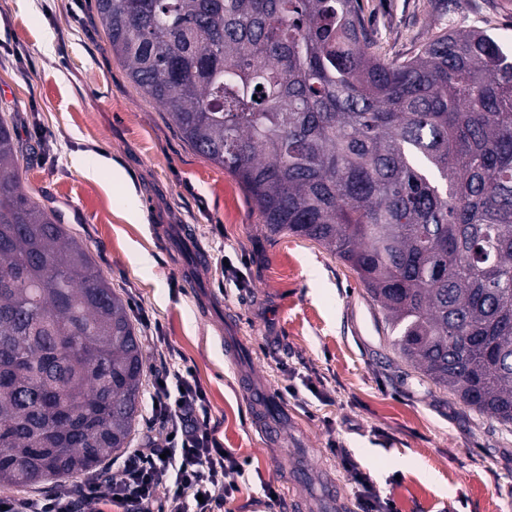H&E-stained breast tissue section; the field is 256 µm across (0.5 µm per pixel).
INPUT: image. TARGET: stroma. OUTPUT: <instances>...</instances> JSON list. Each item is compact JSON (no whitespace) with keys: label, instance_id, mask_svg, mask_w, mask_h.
Here are the masks:
<instances>
[{"label":"stroma","instance_id":"stroma-1","mask_svg":"<svg viewBox=\"0 0 512 512\" xmlns=\"http://www.w3.org/2000/svg\"><path fill=\"white\" fill-rule=\"evenodd\" d=\"M362 4L389 59L437 22L512 32V0ZM1 112L44 146L20 169L21 187L85 244L134 321L150 324L146 366L163 336L206 391L209 427L245 469L227 512H291L294 498L304 512H357L333 442L398 512H512V431L409 368L336 256L267 233L238 180L130 80L94 0H0ZM139 253L153 264H137ZM228 262L243 284L223 278ZM248 382L276 393L266 415ZM264 418L276 439L262 434ZM330 483L339 502L324 496Z\"/></svg>","mask_w":512,"mask_h":512}]
</instances>
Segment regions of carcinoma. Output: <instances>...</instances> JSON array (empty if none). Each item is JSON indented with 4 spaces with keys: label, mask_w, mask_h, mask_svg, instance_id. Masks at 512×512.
<instances>
[{
    "label": "carcinoma",
    "mask_w": 512,
    "mask_h": 512,
    "mask_svg": "<svg viewBox=\"0 0 512 512\" xmlns=\"http://www.w3.org/2000/svg\"><path fill=\"white\" fill-rule=\"evenodd\" d=\"M112 54L272 236L357 276L399 357L512 424V52L481 28L376 54L362 0H95ZM262 90H257V87ZM0 116V486L129 447L144 354L127 301L19 183Z\"/></svg>",
    "instance_id": "obj_1"
}]
</instances>
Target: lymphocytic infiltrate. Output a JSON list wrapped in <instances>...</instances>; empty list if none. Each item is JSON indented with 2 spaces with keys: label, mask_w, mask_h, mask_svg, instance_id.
<instances>
[{
  "label": "lymphocytic infiltrate",
  "mask_w": 512,
  "mask_h": 512,
  "mask_svg": "<svg viewBox=\"0 0 512 512\" xmlns=\"http://www.w3.org/2000/svg\"><path fill=\"white\" fill-rule=\"evenodd\" d=\"M151 369L150 413L170 436L167 450L144 440L125 458L121 477L109 485L124 512H150L160 502L162 512H221L236 487L232 475L242 469L234 455H223L222 444L209 428L206 393L191 370L176 360L173 348L159 354ZM348 479L358 488L360 512H395L367 474L348 456L340 458ZM100 480L63 485L44 499L0 498L5 512H98ZM164 499H157V492Z\"/></svg>",
  "instance_id": "f902f5d3"
}]
</instances>
